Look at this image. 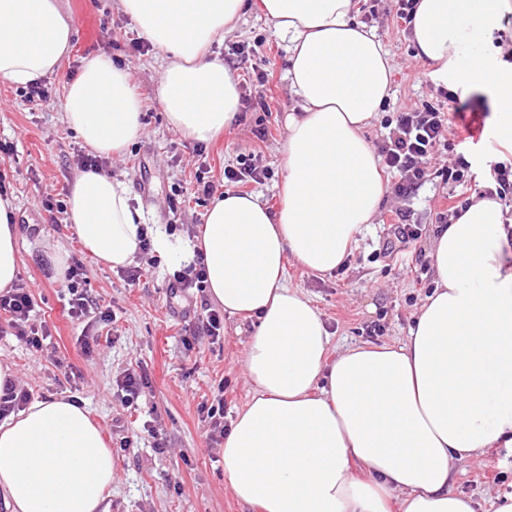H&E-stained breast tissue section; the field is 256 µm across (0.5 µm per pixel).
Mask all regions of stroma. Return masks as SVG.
I'll return each instance as SVG.
<instances>
[{"label":"stroma","mask_w":512,"mask_h":512,"mask_svg":"<svg viewBox=\"0 0 512 512\" xmlns=\"http://www.w3.org/2000/svg\"><path fill=\"white\" fill-rule=\"evenodd\" d=\"M74 29V47L60 75L47 78L48 97L33 104L22 88L0 84V141L12 150L0 154V186L15 199L19 229L18 280L33 296L30 318L51 333L36 351L12 336L0 335V361L10 363L18 386L31 400L52 396L77 401L103 430L114 458L110 512H258L239 503L224 479L223 445L209 438L202 405L224 397V420L232 422L251 396L243 359L251 322L228 317L219 341L200 336L185 342V328L204 314L203 297L168 287L171 265L154 252H139L133 264L142 271L138 285L128 286L121 270L99 264L81 248L65 213L48 211L63 201L80 172L78 156L86 147L63 119L64 83L75 78L84 59L105 55L123 67L142 102V131L118 155L108 156L103 172L126 184L132 207L154 232L171 239L192 238L210 198L190 193L198 166H206L215 185L224 170L244 156L269 168L261 184L244 185L271 208H279L283 176L286 118L296 98L288 78V43L272 22L251 13L237 30L213 44L212 51L238 81L246 104L224 131L206 145L171 129L159 102L165 56L157 48L137 52L138 33L119 12L115 0H62ZM393 0H378L376 16L358 13V22L378 35L393 64L390 106L366 130L369 143L380 140L382 121L420 100L436 101L438 87L426 79L428 64L418 58L405 24L391 13ZM265 73L264 82L254 81ZM469 185L443 184L434 178L410 200L387 192L374 224L358 234L344 265L318 275L289 266L291 286L321 313L335 346L397 344L408 334L413 315L432 285L425 245L440 213L452 200L474 198ZM411 208L420 236L401 251L385 255L384 244L396 210ZM80 258L86 270L91 313L83 320L68 315L65 278L55 276L48 251ZM109 312L102 320L101 312ZM382 335H370L373 325ZM100 339L83 354L79 337ZM141 367L149 385L126 404L118 383L127 369ZM156 428L167 450H152L143 425ZM455 490L484 501L512 493V447H496L481 460L456 468Z\"/></svg>","instance_id":"35a3bbf8"}]
</instances>
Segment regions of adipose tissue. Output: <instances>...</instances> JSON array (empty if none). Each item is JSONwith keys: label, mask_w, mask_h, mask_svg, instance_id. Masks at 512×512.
Wrapping results in <instances>:
<instances>
[{"label": "adipose tissue", "mask_w": 512, "mask_h": 512, "mask_svg": "<svg viewBox=\"0 0 512 512\" xmlns=\"http://www.w3.org/2000/svg\"><path fill=\"white\" fill-rule=\"evenodd\" d=\"M140 36L165 52L160 104L170 128L210 141L235 117L239 90L214 41L262 14L288 40L298 109L286 120L283 204L224 193L194 239L155 234L163 259L203 253L210 299L255 319L244 356L253 394L224 438V479L260 512H478L453 489L458 463L512 445V237L497 198L474 199L436 225L434 289L401 344L350 345L286 282L287 263L340 267L376 218L386 185L365 130L390 96L392 64L356 0H118ZM512 0H418L410 30L428 79L488 93L495 138L512 148V66L488 50ZM73 29L59 0H0V83L59 75ZM141 104L112 60H84L64 84V120L102 153L140 132ZM15 204L0 197V291L19 276ZM68 222L110 267L139 251L142 215L124 183L85 171L68 190ZM113 455L79 404L33 402L0 421V501L9 512H109Z\"/></svg>", "instance_id": "1"}]
</instances>
